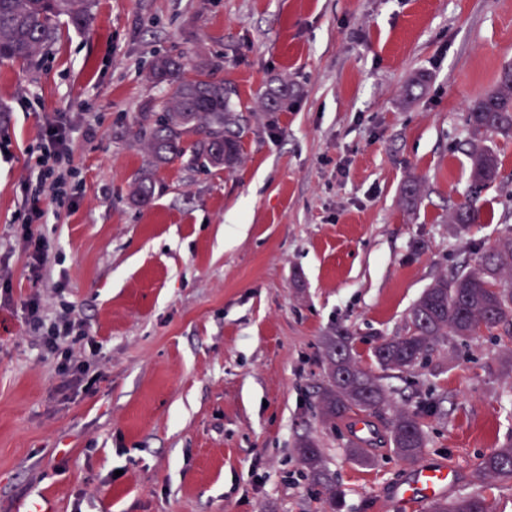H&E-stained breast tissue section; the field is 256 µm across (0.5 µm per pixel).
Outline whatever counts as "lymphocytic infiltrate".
<instances>
[{
  "label": "lymphocytic infiltrate",
  "mask_w": 512,
  "mask_h": 512,
  "mask_svg": "<svg viewBox=\"0 0 512 512\" xmlns=\"http://www.w3.org/2000/svg\"><path fill=\"white\" fill-rule=\"evenodd\" d=\"M70 134L69 124L60 119L47 121L42 126L36 157L39 178L25 186L30 217L28 224L22 225L19 231V239L28 254L29 269L38 279L51 281L58 297L51 311L45 309L40 297H30L26 302L27 326L42 355L54 361L59 378L57 390L66 396L90 392L100 379L92 369L100 347L89 339L87 326L76 315L72 303L64 300V284L53 280L54 248L37 230L38 224L46 220L42 199L58 200L67 193L73 174L72 169L64 165L70 155Z\"/></svg>",
  "instance_id": "1"
}]
</instances>
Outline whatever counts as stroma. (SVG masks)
<instances>
[{
  "mask_svg": "<svg viewBox=\"0 0 512 512\" xmlns=\"http://www.w3.org/2000/svg\"><path fill=\"white\" fill-rule=\"evenodd\" d=\"M218 58L250 108L240 161L154 173L138 137L156 54ZM512 66V0H91L87 29L60 25L35 62L0 65V512L45 495L56 512H323L298 454L322 449L339 512L406 508L413 470L389 443L353 460V416L313 415L322 340L347 332L362 360L403 332L436 277L512 226V137L489 139L500 177L469 231L451 224L471 193L465 116ZM420 87H412L416 77ZM288 83L281 111L261 97ZM72 129L71 194L44 200L38 230L54 278L101 346L95 392L63 398L23 303L57 298L17 239L41 126ZM422 192L407 206L401 188ZM512 335L448 339L426 365L387 372L390 404L418 412L424 463L474 492L481 456L512 437Z\"/></svg>",
  "mask_w": 512,
  "mask_h": 512,
  "instance_id": "stroma-1",
  "label": "stroma"
}]
</instances>
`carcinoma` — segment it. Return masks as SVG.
I'll use <instances>...</instances> for the list:
<instances>
[{
	"instance_id": "cac0c4a2",
	"label": "carcinoma",
	"mask_w": 512,
	"mask_h": 512,
	"mask_svg": "<svg viewBox=\"0 0 512 512\" xmlns=\"http://www.w3.org/2000/svg\"><path fill=\"white\" fill-rule=\"evenodd\" d=\"M76 29L91 20L90 0H0V65L31 62L55 38L61 19ZM221 66L212 59L190 66L183 56L159 55L152 77L170 91L149 102L140 115L139 136L145 141L155 167L184 160L197 168L230 167L240 159L247 119L236 103V90L218 77ZM288 87L268 88L263 107L282 109ZM471 182L478 193L499 175L497 153L486 145L494 134L512 136V68L503 69L495 88L479 97L467 113ZM135 201L150 202L152 177L145 173L134 185ZM477 219L472 204H461L451 213L453 223L466 229ZM509 327L512 335V229L500 233L478 259L465 262L451 277H441L425 289L411 310L404 332L385 339L372 349L382 370L399 372L415 368L422 360L455 336L467 339ZM328 361L327 383L315 407V416L334 424L358 410L380 412L389 402L386 389L372 369L362 365L351 338L340 333L324 344ZM393 451L407 465L422 458L426 436L418 414L400 410L386 425ZM302 464L327 491L326 503L336 510V483L326 469L317 444L299 442ZM493 479L512 484V441L493 448L472 472L471 482L483 486ZM429 512H493L481 494L458 496L430 504Z\"/></svg>"
}]
</instances>
